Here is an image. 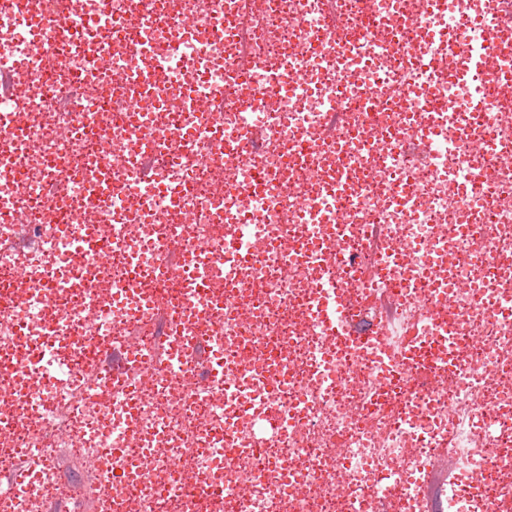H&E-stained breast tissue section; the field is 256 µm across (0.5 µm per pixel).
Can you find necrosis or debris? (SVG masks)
I'll return each mask as SVG.
<instances>
[{"label":"necrosis or debris","instance_id":"4bbe7bcc","mask_svg":"<svg viewBox=\"0 0 512 512\" xmlns=\"http://www.w3.org/2000/svg\"><path fill=\"white\" fill-rule=\"evenodd\" d=\"M427 6L435 22L415 36L416 0H249L242 21L232 0H0L11 63L0 112L15 116L0 125L12 162L0 196L24 202L0 223L15 241L0 280L23 293L0 312V354L46 346L56 363L20 370L0 397L1 474L32 449L64 448L90 472L131 474L90 485L92 512H423L422 477L445 443L455 475L442 512H493L497 488L512 486V93L499 91L512 74V0ZM491 11L496 54L439 79L450 34ZM186 14L200 24L179 54L156 56L153 96L196 107L159 112L123 77L127 44H167ZM55 16L84 39L25 24ZM297 65L305 80L267 91L268 72ZM239 136L259 143L249 158L227 147ZM479 143L494 149L476 153ZM92 168L109 193L87 181ZM169 184L185 205L169 201ZM89 224L119 245L136 230L139 278L77 248ZM172 240L223 254L234 279L196 297L182 278L155 279ZM152 294L162 314L141 307ZM313 301L335 307V331ZM412 326L422 344L399 347L397 328ZM360 334L396 351L395 368L341 342ZM448 335L466 362L442 349ZM71 336L89 352L108 339L114 354L146 357L133 392L103 369L95 395L76 398ZM219 354L220 398L195 382ZM46 473L6 512L68 499Z\"/></svg>","mask_w":512,"mask_h":512}]
</instances>
